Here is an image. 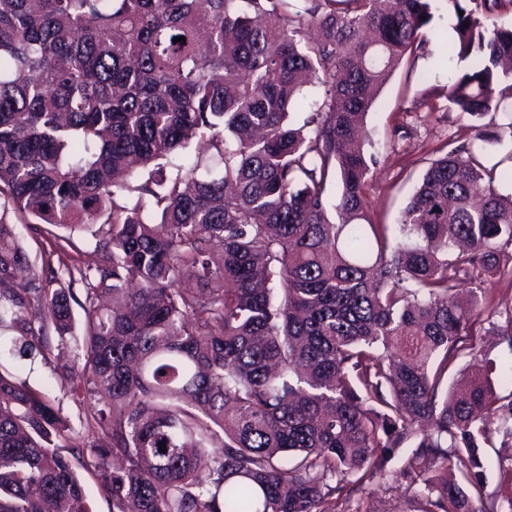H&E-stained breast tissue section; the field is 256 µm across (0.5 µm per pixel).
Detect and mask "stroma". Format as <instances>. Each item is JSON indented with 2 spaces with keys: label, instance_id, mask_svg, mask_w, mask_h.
I'll return each instance as SVG.
<instances>
[{
  "label": "stroma",
  "instance_id": "stroma-1",
  "mask_svg": "<svg viewBox=\"0 0 512 512\" xmlns=\"http://www.w3.org/2000/svg\"><path fill=\"white\" fill-rule=\"evenodd\" d=\"M454 17L446 8L434 16L437 32L424 54L405 61L381 89L366 118L367 130L380 163L369 178L366 192L374 223L397 225L402 210L418 187L436 147L448 138L470 136L457 112L429 111L433 96L448 84L456 64L448 57ZM30 384L62 405L76 433L92 439L85 412L75 402L67 384L51 369L35 363ZM416 486L401 479L375 486L359 502L361 512H416Z\"/></svg>",
  "mask_w": 512,
  "mask_h": 512
}]
</instances>
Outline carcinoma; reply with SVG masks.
<instances>
[{"mask_svg": "<svg viewBox=\"0 0 512 512\" xmlns=\"http://www.w3.org/2000/svg\"><path fill=\"white\" fill-rule=\"evenodd\" d=\"M511 1L446 0L471 143L438 149L393 240L365 120L438 0H0V512H91L80 468L112 512H338L397 454L418 512H512V467L505 494L485 479L512 399L467 345L495 314L512 343L487 288L512 276V165L487 164L512 138ZM196 140L219 168L173 162ZM20 224L91 225L99 261L32 265ZM70 343L53 372L87 444L22 375ZM305 97L300 100L292 107L291 110V121L295 127H299L303 124L304 119L307 117L310 111V106L315 102H321V93L315 88L307 87L304 91Z\"/></svg>", "mask_w": 512, "mask_h": 512, "instance_id": "1", "label": "carcinoma"}]
</instances>
